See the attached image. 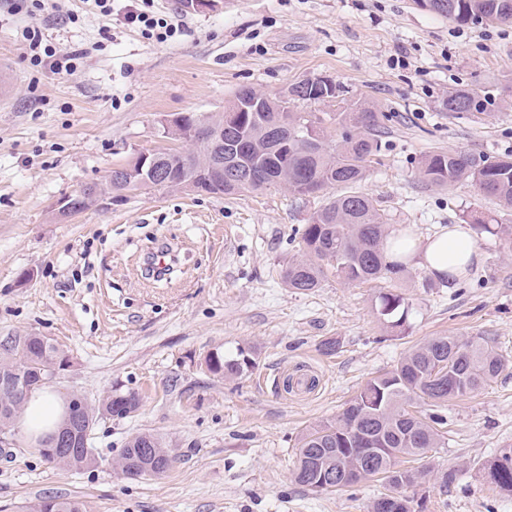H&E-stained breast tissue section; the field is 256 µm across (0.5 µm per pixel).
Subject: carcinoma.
I'll list each match as a JSON object with an SVG mask.
<instances>
[{"label":"carcinoma","instance_id":"cac0c4a2","mask_svg":"<svg viewBox=\"0 0 512 512\" xmlns=\"http://www.w3.org/2000/svg\"><path fill=\"white\" fill-rule=\"evenodd\" d=\"M454 13L444 16L461 24L507 23L512 21V0H452ZM342 93L341 86L330 89L315 78L292 84L285 96L274 98L273 111L240 112L233 133L259 160L258 170L282 177L280 186L299 198L311 190L324 191L335 185L346 191L326 200L311 213L303 226L298 255L281 266L285 287L312 292L322 287L328 274L348 285L383 282L405 272V266L387 260V238L392 233L387 214L373 200L356 190L367 176L368 163L381 150L384 112L366 102H356L333 119L341 129L336 146L328 143L324 119L309 112H296L293 104L322 103ZM490 97L476 87H459L448 94L444 108L450 112H482ZM288 119V128H298L297 138L283 146L270 137L268 123ZM416 169L422 181L437 187L469 182L485 198L495 200L502 210L512 212V154L492 160L468 151L450 150L420 157ZM476 234L512 236V224H487L475 219ZM411 308L409 299L391 288L380 293L377 314L392 329L406 326ZM64 350L44 336H22L0 355V379L16 378L27 383L60 363ZM210 372L237 379L254 368L253 351L240 347L236 354L210 353ZM505 359L487 340L463 342L455 336H434L413 346L391 371L370 378L332 420L314 425L297 442V461L292 472L295 483L316 492L341 490L353 485L343 470L368 450L361 464L364 478L383 476L390 503L382 512H415L414 498L403 494L419 488L426 473L401 466L407 457H422L432 448L445 445L442 410L451 399L462 398L485 388L503 371ZM421 400L426 410L414 409ZM134 391L122 392L89 405L76 397L68 404L76 431L101 419L128 415V407H138ZM24 404L0 390V432L14 431ZM81 436L61 449L38 448L48 462L68 469H81L94 462L80 448ZM170 451L162 436L136 432L126 441L118 471L129 479L160 477L167 473ZM487 479L500 490L512 494V448H503L483 466ZM25 512H85L75 498L48 497Z\"/></svg>","mask_w":512,"mask_h":512}]
</instances>
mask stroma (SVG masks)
<instances>
[{"label":"stroma","mask_w":512,"mask_h":512,"mask_svg":"<svg viewBox=\"0 0 512 512\" xmlns=\"http://www.w3.org/2000/svg\"><path fill=\"white\" fill-rule=\"evenodd\" d=\"M65 6L77 22L47 18L41 30L63 50L89 49L70 74L31 66L21 44L28 14L0 10V57L15 79L0 104V344L35 334L62 348L71 366L49 385L61 397L95 404L118 387L141 403L95 425L98 463L88 469L46 462L15 429V447H0V512L54 496L80 499L87 512H369L382 482L315 493L292 480L297 439L411 347L443 334L490 340L507 366L449 403L447 441L421 461L432 476L421 512H512V495L481 470L512 448L511 238L477 237L482 259L461 280L437 282L409 266L393 283L412 304L400 333L379 321L377 287L332 276L308 293L282 284L279 269L320 199L278 186L232 197L161 188L116 192L72 217L55 209L137 152L166 146L163 120L221 112L243 86L275 97L328 76L347 102L370 101L389 116L359 190L393 228L425 238L500 218L471 185L422 182L415 161L448 150L512 153V111L442 106L466 84L492 98L512 85V22L459 24L416 0H219L208 12L155 0L185 22L181 36L159 44L132 27L104 39L92 0ZM163 243L178 257L158 279L147 257ZM328 337L341 341L332 356L318 349ZM241 347L256 359L242 378L206 369L210 352ZM299 371L317 387L285 392L281 377ZM137 431L165 438L164 476L113 470ZM448 470L457 479L440 487L433 476Z\"/></svg>","instance_id":"1"}]
</instances>
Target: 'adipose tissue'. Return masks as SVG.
I'll list each match as a JSON object with an SVG mask.
<instances>
[{
    "instance_id": "obj_1",
    "label": "adipose tissue",
    "mask_w": 512,
    "mask_h": 512,
    "mask_svg": "<svg viewBox=\"0 0 512 512\" xmlns=\"http://www.w3.org/2000/svg\"><path fill=\"white\" fill-rule=\"evenodd\" d=\"M387 255L390 260L420 266L442 280L460 277L467 266L480 259L473 236L459 224L442 228L422 241L411 239L405 250L391 249ZM65 412L66 405L55 392H36L25 406L21 427L30 437L45 435L62 421Z\"/></svg>"
}]
</instances>
